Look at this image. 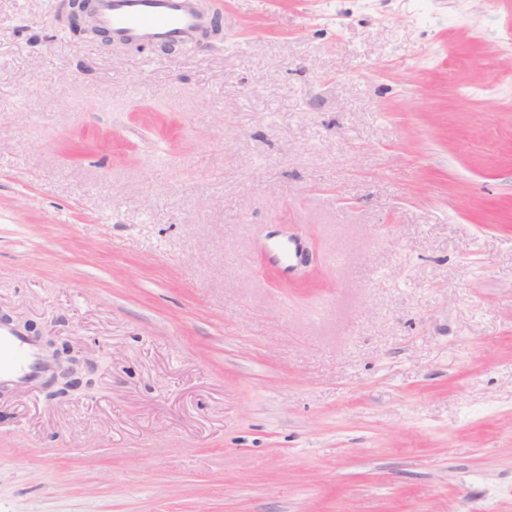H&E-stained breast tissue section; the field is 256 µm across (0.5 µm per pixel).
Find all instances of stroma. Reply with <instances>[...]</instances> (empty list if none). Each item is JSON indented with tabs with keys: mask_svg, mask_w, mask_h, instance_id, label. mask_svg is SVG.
Segmentation results:
<instances>
[{
	"mask_svg": "<svg viewBox=\"0 0 512 512\" xmlns=\"http://www.w3.org/2000/svg\"><path fill=\"white\" fill-rule=\"evenodd\" d=\"M60 5L0 0V315L81 383L0 385V512H512V0ZM93 1H81L80 13L70 14L71 30L78 37L108 38L101 28L120 44L163 46L198 39L207 21L201 0Z\"/></svg>",
	"mask_w": 512,
	"mask_h": 512,
	"instance_id": "1",
	"label": "stroma"
}]
</instances>
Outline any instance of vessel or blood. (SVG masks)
Here are the masks:
<instances>
[{"label":"vessel or blood","instance_id":"vessel-or-blood-1","mask_svg":"<svg viewBox=\"0 0 512 512\" xmlns=\"http://www.w3.org/2000/svg\"><path fill=\"white\" fill-rule=\"evenodd\" d=\"M95 21L117 43L163 46L198 39L207 18L202 0H95ZM51 373L37 345L0 322V384H36Z\"/></svg>","mask_w":512,"mask_h":512}]
</instances>
